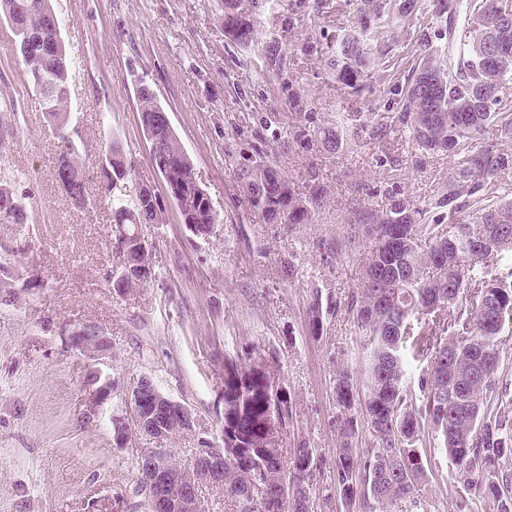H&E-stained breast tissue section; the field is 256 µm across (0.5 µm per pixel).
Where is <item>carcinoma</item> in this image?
<instances>
[{"mask_svg": "<svg viewBox=\"0 0 512 512\" xmlns=\"http://www.w3.org/2000/svg\"><path fill=\"white\" fill-rule=\"evenodd\" d=\"M224 0V31L241 49L255 42L250 16L230 9ZM499 0H433L440 18L460 8L483 14L496 25L493 43L502 60L479 54L471 42H484L477 31L462 43L458 53L468 70L465 78L448 71V49L424 54L413 79L400 91L397 120L407 128L418 147L427 152H446L458 157L448 183V196L439 207L448 208V220L425 222L427 210L394 194L387 207H357L347 212L345 223L354 234L352 246L369 243L362 265L361 286L352 292L347 309L354 322L356 341L363 354L361 386L350 375L336 376V431L339 448L333 478L334 491L345 504L360 512H389V506L405 501L417 508L415 486L426 476L421 449L438 441L437 451L448 457L457 474L474 488L481 512H512V475L503 470L512 457V427L508 426L500 378L502 352L499 336L512 328V314L493 319L486 310L496 303L512 308V201L484 203V192L512 156L496 142H481L483 127L500 124V136L512 137V115L497 111L512 84V17L499 14ZM382 0H358L356 20L360 28L379 15ZM0 15L21 21V41L12 30L13 53L24 67L26 83L41 99L43 112L58 131L55 176L71 204L89 200L85 163L78 145L70 139L71 54L61 44L59 20L51 0H0ZM267 65H284L280 43L265 48ZM372 54L355 34L341 42L336 59L337 77L357 90ZM497 72L498 90L485 91V77ZM140 117L165 121L167 113L150 85L137 89ZM373 136H387L388 123L377 113L364 116ZM166 164L160 176L169 199L183 223L195 236L206 235L215 223L211 199L194 176L193 162L183 152L174 130L164 144ZM239 180L251 183L247 193L254 212L268 224H311L323 204L316 174L299 186L267 165L245 167ZM0 181V224H23L27 203L16 194L4 198ZM124 220L113 231L115 255L120 244L138 241V225L158 224L160 215L152 200L136 197L123 207ZM498 273L491 275L489 269ZM118 295H128L143 284L115 266L107 276ZM489 350L493 364L484 376L462 389L458 373L471 364V351ZM266 409L265 393L255 389L243 399L236 415L224 421V496L236 512H310L314 450L294 449L285 462L277 448H270L258 434ZM373 441L358 452L362 428ZM292 489L284 499L283 486ZM135 507L154 512L143 478L133 491Z\"/></svg>", "mask_w": 512, "mask_h": 512, "instance_id": "1", "label": "carcinoma"}]
</instances>
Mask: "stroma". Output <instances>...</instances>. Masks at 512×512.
Returning <instances> with one entry per match:
<instances>
[{
	"instance_id": "1",
	"label": "stroma",
	"mask_w": 512,
	"mask_h": 512,
	"mask_svg": "<svg viewBox=\"0 0 512 512\" xmlns=\"http://www.w3.org/2000/svg\"><path fill=\"white\" fill-rule=\"evenodd\" d=\"M386 0L363 39L375 62L359 89L331 66L336 41L356 25L355 0H250L256 42L240 49L224 34L222 0H52L71 49L70 110L86 160L90 201L74 207L54 177L57 138L36 92L28 89L0 20V127L18 125L0 143V177L28 203L23 224H0V512H134V451L155 447L138 436L112 445L111 418L124 413L119 393L98 418L83 399L96 371L120 390L140 376L187 404L192 431L164 438L181 466L201 444L221 442L224 357L263 355L286 387L293 418L279 434L283 450L312 448V512H349L326 497L338 446L333 387L360 358L347 301L360 285L364 248L329 256L343 242L349 208H385L398 193L434 208L448 191L454 157L421 150L401 125L382 141L351 120L354 112L394 113L395 87L421 60L422 35L441 26L433 0ZM282 46V69L264 49ZM440 49V40L431 42ZM148 83L193 161L216 212L206 237L193 236L151 164L137 112L136 88ZM299 94L305 114L288 108ZM313 131L306 146L294 133ZM332 130L337 150L317 140ZM122 149L131 172L107 189L101 159ZM263 162L303 182L316 172L324 202L315 223L259 220L237 180L241 165ZM156 191L161 221L139 227L154 275L127 296L106 277L115 266L112 210L132 204L141 183ZM371 187V194L357 190ZM320 310L312 329L311 305ZM100 328L104 351L71 349L77 328ZM421 483L426 512H458L473 492L445 456L433 454Z\"/></svg>"
}]
</instances>
